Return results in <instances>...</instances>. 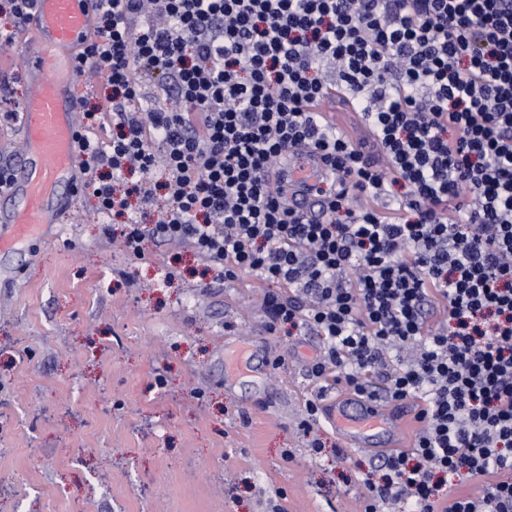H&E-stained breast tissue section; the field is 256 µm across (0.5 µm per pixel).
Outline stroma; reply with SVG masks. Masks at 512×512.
<instances>
[{"label": "stroma", "instance_id": "35a3bbf8", "mask_svg": "<svg viewBox=\"0 0 512 512\" xmlns=\"http://www.w3.org/2000/svg\"><path fill=\"white\" fill-rule=\"evenodd\" d=\"M48 234L0 253V512H363L375 450L306 401L313 333L268 331L261 283L190 246L134 257L61 186ZM271 365L226 382L225 346ZM319 448H311V439Z\"/></svg>", "mask_w": 512, "mask_h": 512}]
</instances>
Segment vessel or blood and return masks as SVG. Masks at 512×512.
I'll list each match as a JSON object with an SVG mask.
<instances>
[{
	"label": "vessel or blood",
	"instance_id": "1",
	"mask_svg": "<svg viewBox=\"0 0 512 512\" xmlns=\"http://www.w3.org/2000/svg\"><path fill=\"white\" fill-rule=\"evenodd\" d=\"M97 39L93 0H36L35 16L19 32L16 50L0 53L1 71L21 68L29 77L21 123L26 159L9 188L22 204L0 208V249L41 235L52 221L47 201L54 188L63 181L78 182L79 113L72 90L82 77L77 58ZM327 177L319 152L306 148L285 156L279 179L286 206L303 219L320 220L317 190ZM325 418L352 447L403 444L400 418L368 399L337 393Z\"/></svg>",
	"mask_w": 512,
	"mask_h": 512
}]
</instances>
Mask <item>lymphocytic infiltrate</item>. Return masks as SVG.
<instances>
[{
    "mask_svg": "<svg viewBox=\"0 0 512 512\" xmlns=\"http://www.w3.org/2000/svg\"><path fill=\"white\" fill-rule=\"evenodd\" d=\"M81 55L112 92L83 111V189L127 216L126 252L181 241L270 284L266 327L310 331L317 381L415 401L411 448L377 455L364 512H512V0H95ZM167 105H137L146 76ZM371 133H338L334 89ZM115 127L108 147L90 131ZM309 147L331 171L324 218L272 175ZM163 172L164 182L153 179ZM137 175L130 192L117 183ZM292 288L294 297L281 293ZM443 310L447 324L429 318ZM417 347L407 365L390 351ZM383 385L370 391L371 381ZM476 483L464 495L452 477Z\"/></svg>",
    "mask_w": 512,
    "mask_h": 512,
    "instance_id": "f902f5d3",
    "label": "lymphocytic infiltrate"
}]
</instances>
